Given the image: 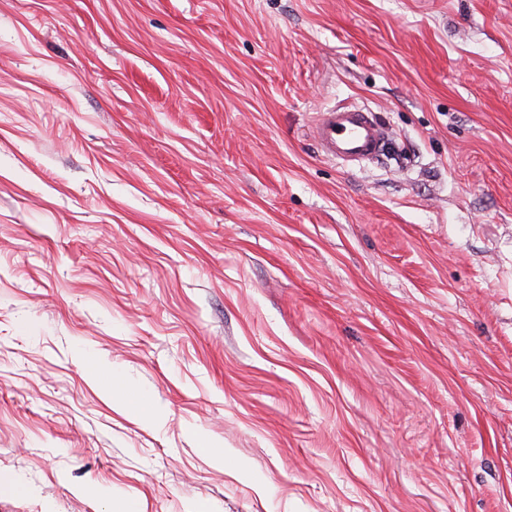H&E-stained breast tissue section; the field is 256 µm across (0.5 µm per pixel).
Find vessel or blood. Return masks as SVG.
Returning <instances> with one entry per match:
<instances>
[{"label":"vessel or blood","instance_id":"obj_1","mask_svg":"<svg viewBox=\"0 0 512 512\" xmlns=\"http://www.w3.org/2000/svg\"><path fill=\"white\" fill-rule=\"evenodd\" d=\"M310 134L324 157L350 167L376 159L389 143L387 128L372 111L358 105L319 113Z\"/></svg>","mask_w":512,"mask_h":512}]
</instances>
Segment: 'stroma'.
Instances as JSON below:
<instances>
[{
  "instance_id": "35a3bbf8",
  "label": "stroma",
  "mask_w": 512,
  "mask_h": 512,
  "mask_svg": "<svg viewBox=\"0 0 512 512\" xmlns=\"http://www.w3.org/2000/svg\"><path fill=\"white\" fill-rule=\"evenodd\" d=\"M0 512H512V0H0ZM321 154L343 165L356 167L382 155L389 132L375 114L358 105L327 108L310 129Z\"/></svg>"
}]
</instances>
